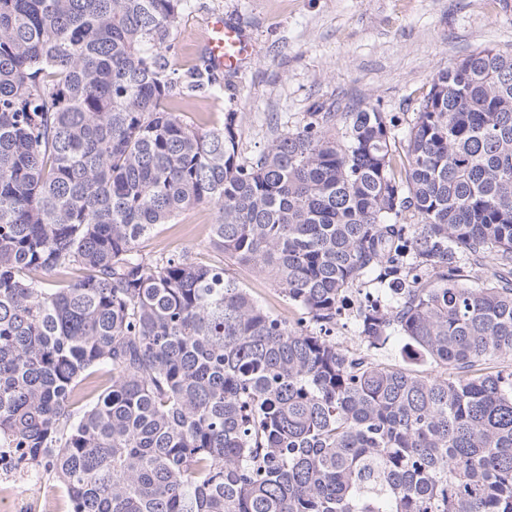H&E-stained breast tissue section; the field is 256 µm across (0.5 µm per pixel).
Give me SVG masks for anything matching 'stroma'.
Segmentation results:
<instances>
[{"label":"stroma","instance_id":"1","mask_svg":"<svg viewBox=\"0 0 512 512\" xmlns=\"http://www.w3.org/2000/svg\"><path fill=\"white\" fill-rule=\"evenodd\" d=\"M215 14L240 29L251 54L241 69L225 73L222 87L190 97L181 116L210 128L222 124L225 112H239V151L247 160L316 103L374 106L407 127L438 70L486 47L512 51V0H191L174 32L172 68L183 72L202 62L200 36ZM213 221L210 208L196 207L140 247L186 249L210 261ZM226 270L267 311L297 319L272 280L231 264ZM0 512L71 508L56 478L42 474L30 483L11 460L0 464Z\"/></svg>","mask_w":512,"mask_h":512}]
</instances>
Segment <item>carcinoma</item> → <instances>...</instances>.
Wrapping results in <instances>:
<instances>
[{
	"label": "carcinoma",
	"instance_id": "obj_1",
	"mask_svg": "<svg viewBox=\"0 0 512 512\" xmlns=\"http://www.w3.org/2000/svg\"><path fill=\"white\" fill-rule=\"evenodd\" d=\"M189 7L0 0V447L71 512H512V55L403 131L317 104L244 160L238 113L176 112L223 80L170 66ZM199 205L214 260L142 253ZM224 268L230 276L243 281L258 302L270 313L281 317L288 316L290 320H296L300 316L287 305L281 289L269 278L252 274L228 262H225Z\"/></svg>",
	"mask_w": 512,
	"mask_h": 512
}]
</instances>
